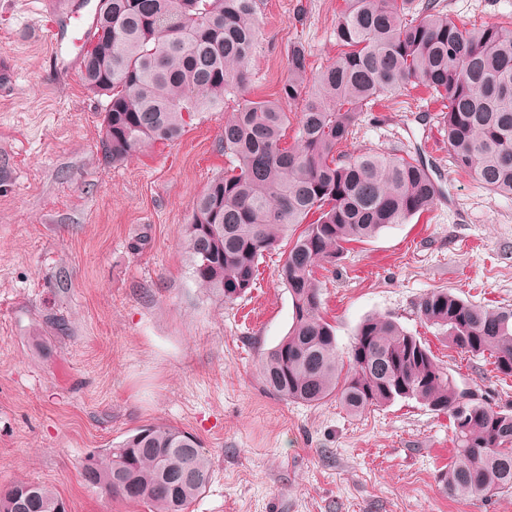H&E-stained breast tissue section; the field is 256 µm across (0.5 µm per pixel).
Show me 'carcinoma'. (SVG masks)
I'll list each match as a JSON object with an SVG mask.
<instances>
[{"instance_id":"1","label":"carcinoma","mask_w":512,"mask_h":512,"mask_svg":"<svg viewBox=\"0 0 512 512\" xmlns=\"http://www.w3.org/2000/svg\"><path fill=\"white\" fill-rule=\"evenodd\" d=\"M96 9L100 34L83 53V79L107 98L103 156L120 161L177 140L194 113L224 96H245L259 44L258 0H109ZM345 0L336 23L340 51L314 78L301 45L288 52V76L275 101H245L225 119L221 143L237 165L214 178L192 206L183 248L192 276L224 301L244 295L259 258L287 243L280 279L292 324L262 353L256 373L272 395L317 405L338 399L350 414L415 399L448 415L454 453L440 482L451 496L488 498L512 490V410L498 409L440 366L418 337L387 317L358 327L348 356L336 353L320 315L316 268L352 242L429 210L437 188L411 154L341 150L362 112L381 97L423 87L445 107L440 124L455 168L485 188L512 196V31L468 27L425 0ZM303 100L295 141L284 105ZM454 349L489 356L512 376V308L489 309L436 288L416 308ZM86 484L151 512H188L211 479L196 437L144 425L88 457ZM0 493V512H54L47 485L20 482Z\"/></svg>"}]
</instances>
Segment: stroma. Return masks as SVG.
Returning a JSON list of instances; mask_svg holds the SVG:
<instances>
[{
	"mask_svg": "<svg viewBox=\"0 0 512 512\" xmlns=\"http://www.w3.org/2000/svg\"><path fill=\"white\" fill-rule=\"evenodd\" d=\"M439 3L451 18L512 28V0ZM343 7L261 0L252 99H276L293 45L310 72L330 63ZM2 56L13 79L0 84V491L35 481L69 512H149L88 488L81 471L154 424L197 436L211 463L190 512H512V491H443L446 414L399 400L352 415L334 398L309 406L264 390L255 363L292 323L283 252L264 255L254 288L226 302L196 284L182 247L194 198L234 165L220 135L237 98L195 115L179 140L112 162L99 150L104 99L80 73L50 71L24 0H0ZM433 101L422 88L376 101L348 152L424 149ZM429 162L434 206L317 270L321 314L342 354L364 318L393 317L455 378L512 408V377L449 348L416 314L433 288L512 306V196L482 188L448 153Z\"/></svg>",
	"mask_w": 512,
	"mask_h": 512,
	"instance_id": "35a3bbf8",
	"label": "stroma"
}]
</instances>
